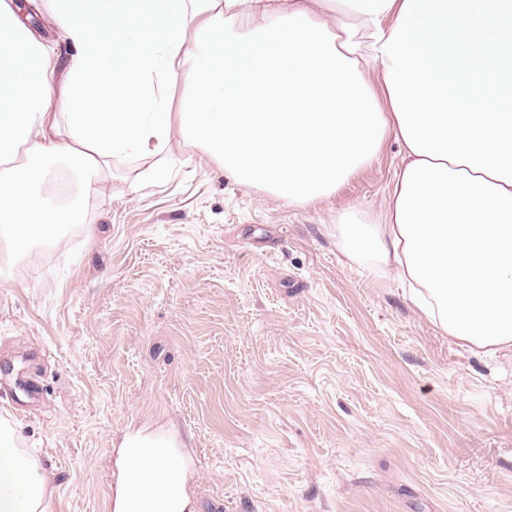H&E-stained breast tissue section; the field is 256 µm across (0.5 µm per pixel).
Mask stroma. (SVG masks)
Segmentation results:
<instances>
[{
    "mask_svg": "<svg viewBox=\"0 0 512 512\" xmlns=\"http://www.w3.org/2000/svg\"><path fill=\"white\" fill-rule=\"evenodd\" d=\"M402 159L387 141L293 208L193 147L116 158L83 223L0 271V419L48 512H107L113 448L165 432L197 456L194 512H512V352L336 243Z\"/></svg>",
    "mask_w": 512,
    "mask_h": 512,
    "instance_id": "35a3bbf8",
    "label": "stroma"
}]
</instances>
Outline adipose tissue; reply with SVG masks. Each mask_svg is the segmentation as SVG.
Listing matches in <instances>:
<instances>
[{
    "label": "adipose tissue",
    "instance_id": "adipose-tissue-1",
    "mask_svg": "<svg viewBox=\"0 0 512 512\" xmlns=\"http://www.w3.org/2000/svg\"><path fill=\"white\" fill-rule=\"evenodd\" d=\"M56 47L0 0V268L101 194L113 157L200 149L295 207L334 194L388 139L405 161L380 217L336 219L350 263L443 334L512 348V0H41ZM381 75L382 89L371 77ZM182 84L180 111L168 91ZM74 161L53 206L47 167ZM174 464L141 459L136 512H166ZM0 512H47L45 479L0 423ZM31 5L34 6L36 12L30 15L27 13L26 10H24V17H27L26 23L36 36L49 39L57 43L58 59L56 74L57 80L61 82L63 75L66 71V67L69 61V57L72 53V49L68 45V43L65 42L63 38L60 36V33L55 28L50 16L47 15L41 8H38L37 5Z\"/></svg>",
    "mask_w": 512,
    "mask_h": 512
}]
</instances>
